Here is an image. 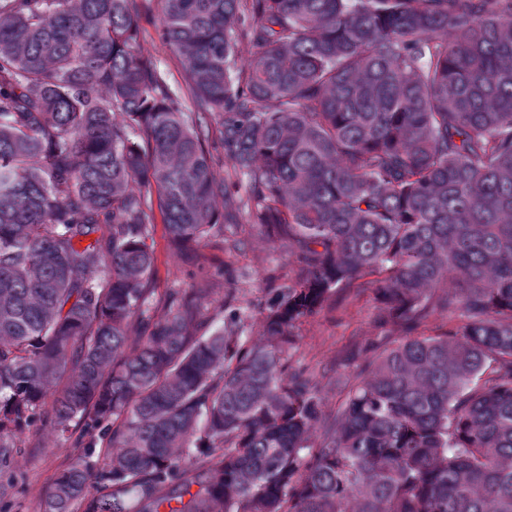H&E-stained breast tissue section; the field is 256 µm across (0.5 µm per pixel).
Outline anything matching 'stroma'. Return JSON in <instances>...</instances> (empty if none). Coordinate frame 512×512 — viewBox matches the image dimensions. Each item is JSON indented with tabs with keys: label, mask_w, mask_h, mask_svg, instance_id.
Returning a JSON list of instances; mask_svg holds the SVG:
<instances>
[{
	"label": "stroma",
	"mask_w": 512,
	"mask_h": 512,
	"mask_svg": "<svg viewBox=\"0 0 512 512\" xmlns=\"http://www.w3.org/2000/svg\"><path fill=\"white\" fill-rule=\"evenodd\" d=\"M159 10L142 19L140 51L152 60L176 89L184 88V72L159 37ZM245 243L235 246L232 237L182 253L168 239L162 219H155L151 246L154 254L153 286L157 294L173 289L202 287L204 276L215 282L206 304L217 313L224 301H232L244 313L246 334L258 339L259 305L265 288L283 282L295 262L282 242L268 239L260 227L244 232ZM377 302L371 291L354 296L340 291L299 331L293 358L322 381L350 379L374 354L372 346L383 334L377 321ZM74 449L50 425H40L31 445L18 456L16 473H0V482L15 480L14 494L0 501V512H41L42 499L55 475L66 465Z\"/></svg>",
	"instance_id": "1"
}]
</instances>
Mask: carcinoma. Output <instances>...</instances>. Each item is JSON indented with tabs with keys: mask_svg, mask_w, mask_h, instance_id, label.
Masks as SVG:
<instances>
[{
	"mask_svg": "<svg viewBox=\"0 0 512 512\" xmlns=\"http://www.w3.org/2000/svg\"><path fill=\"white\" fill-rule=\"evenodd\" d=\"M161 2L188 110L134 0H0V469L50 423L43 512H512V0ZM155 203L288 242L262 339L155 297ZM364 288L400 335L327 413L289 350ZM160 11L156 1L152 2V12L142 19V35L140 51L143 56L152 60L164 74L167 82L176 89H181L185 105L192 107V102L184 83V72L179 60L172 55L159 37Z\"/></svg>",
	"mask_w": 512,
	"mask_h": 512,
	"instance_id": "obj_1",
	"label": "carcinoma"
}]
</instances>
